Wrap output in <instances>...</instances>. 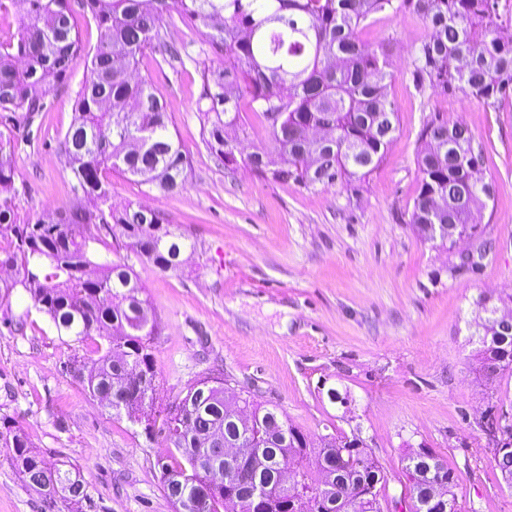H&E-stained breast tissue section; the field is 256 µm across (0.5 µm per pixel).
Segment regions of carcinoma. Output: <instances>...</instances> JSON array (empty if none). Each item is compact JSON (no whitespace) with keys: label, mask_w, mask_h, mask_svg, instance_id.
Instances as JSON below:
<instances>
[{"label":"carcinoma","mask_w":512,"mask_h":512,"mask_svg":"<svg viewBox=\"0 0 512 512\" xmlns=\"http://www.w3.org/2000/svg\"><path fill=\"white\" fill-rule=\"evenodd\" d=\"M95 22L93 50L76 25L72 0H26L16 30L0 37V112L27 115L44 108L47 88L69 78L73 61L86 62L73 105L72 121L59 144L73 175L72 198L47 224L21 216L15 203V151L0 131V266L16 276L0 282V308L17 288L45 315L60 336L91 346L93 371L73 355L72 376L100 404L134 424L146 436L165 434L177 458L160 464L159 481L168 499L194 481L209 489L197 512H237L233 493L264 487L262 512H284L296 496L308 504L298 512H373L366 494L384 480L378 461L365 448H350L333 435L317 447L276 407L256 406L231 391L222 376L208 374L183 394L155 407L151 345L159 321L144 287L126 259H99L91 244L105 234L127 242L137 257L163 272L196 250V242L152 209L112 204V173L145 192L171 194L194 169L171 131L167 103L150 76L131 74L148 57L154 67L184 64L165 37L167 0H80ZM409 11L422 17L428 34L416 45L412 64L419 84L443 94L462 92L496 108L512 99V40L499 35L500 0H184L182 21L205 38L215 67L192 59L201 82L196 112L203 141L226 165L243 162L257 175L327 190L358 183L376 169L397 130L389 99L387 54L362 43L360 33L375 16ZM261 118L273 149L257 148L239 159L248 135L242 112ZM419 188L410 223L425 242L437 240L431 224L456 225L455 237L477 232L476 215L494 199L485 181V143L467 127L440 116L419 134ZM477 323V356L486 376L512 364V333L499 330L497 309L484 308ZM140 372L136 389L115 384L117 373ZM251 409L253 425L241 428L229 413L233 403ZM213 429L240 448L235 469L218 485L192 466L198 436ZM0 442L11 449L14 466L38 472L44 461L18 426H5ZM436 455L428 448L406 457V491L412 512L428 507L435 486L427 472ZM493 468L512 488V441L494 450ZM294 472L295 482L279 480ZM64 483L85 481L76 465L60 462ZM32 490L50 504L79 509L89 500Z\"/></svg>","instance_id":"cac0c4a2"}]
</instances>
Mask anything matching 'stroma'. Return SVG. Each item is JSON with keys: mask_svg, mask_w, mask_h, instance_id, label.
Instances as JSON below:
<instances>
[{"mask_svg": "<svg viewBox=\"0 0 512 512\" xmlns=\"http://www.w3.org/2000/svg\"><path fill=\"white\" fill-rule=\"evenodd\" d=\"M427 34L410 12L381 14L361 34L389 50V97L399 125L383 161L353 192L307 191L265 181L245 166L218 163L195 109L199 77L191 62L150 69L164 94L182 151L194 171L180 191L149 196L151 207L197 243L182 272L139 263L112 239L100 257L120 253L160 318L153 341L157 402L218 370L235 390L278 407L311 441L360 438L381 464L382 505L400 499L404 457L430 448L458 476L456 512H512V489L490 464L499 440L485 425L512 424V368L486 377L476 359L480 299L512 314V103L493 110L460 93L419 87L412 47ZM85 63L52 87L46 108L11 128L16 199L37 219L69 203L72 175L58 142L72 120ZM467 127L490 152L483 165L495 193L477 235L453 245L414 231L417 150L423 124L438 115ZM477 256L461 266L462 253ZM23 333L0 324V419L20 426L47 465L67 460L88 483L83 512H176L159 482L171 450L163 434L112 415L63 365L89 349L58 336L22 293L10 300ZM0 512H49L0 447Z\"/></svg>", "mask_w": 512, "mask_h": 512, "instance_id": "obj_1", "label": "stroma"}]
</instances>
